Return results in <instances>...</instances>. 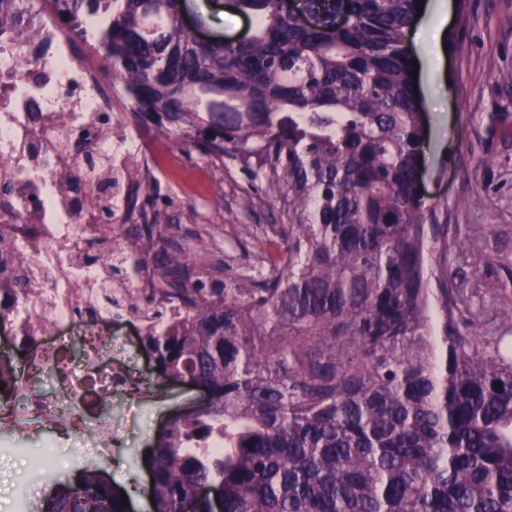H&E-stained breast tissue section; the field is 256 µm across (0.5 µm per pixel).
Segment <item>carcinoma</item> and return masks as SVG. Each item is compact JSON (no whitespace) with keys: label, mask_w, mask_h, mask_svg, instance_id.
I'll list each match as a JSON object with an SVG mask.
<instances>
[{"label":"carcinoma","mask_w":512,"mask_h":512,"mask_svg":"<svg viewBox=\"0 0 512 512\" xmlns=\"http://www.w3.org/2000/svg\"><path fill=\"white\" fill-rule=\"evenodd\" d=\"M420 0H235L254 31L198 42L184 0H0V42L34 20L82 35L149 128L211 162L263 174L288 206L283 257L224 285L169 250L148 217L159 184L126 183L133 268L153 265L142 345L156 371L209 391L135 461L152 512H512V349L459 322L470 297L428 258L448 228L426 221V137L408 33ZM17 366L0 367V396ZM224 438V451L205 444ZM35 512H128L89 462L46 483Z\"/></svg>","instance_id":"1"}]
</instances>
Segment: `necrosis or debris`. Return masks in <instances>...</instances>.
<instances>
[{
    "label": "necrosis or debris",
    "mask_w": 512,
    "mask_h": 512,
    "mask_svg": "<svg viewBox=\"0 0 512 512\" xmlns=\"http://www.w3.org/2000/svg\"><path fill=\"white\" fill-rule=\"evenodd\" d=\"M37 59L15 64L14 46L0 45V298L16 294L8 323L48 324L43 340L26 361V373L51 375L53 391L29 390L18 381L14 395L0 400V429L22 433L61 419L67 433L93 435L96 462L112 459L120 439L112 428L114 399L142 401L158 391L127 359L146 327L145 317H116L101 304L103 292L127 303L144 295L153 270L110 281L111 262L127 255L122 195L101 202L89 194L105 171L122 174L144 167L165 177L177 167L159 138L128 119L120 136L104 130L106 113L127 114V104L107 102L97 79V62L72 53L67 33L48 25ZM25 257L12 273V247ZM99 248L105 261L86 259Z\"/></svg>",
    "instance_id": "1"
}]
</instances>
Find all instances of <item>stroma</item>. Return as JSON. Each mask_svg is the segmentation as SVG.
<instances>
[{
  "label": "stroma",
  "mask_w": 512,
  "mask_h": 512,
  "mask_svg": "<svg viewBox=\"0 0 512 512\" xmlns=\"http://www.w3.org/2000/svg\"><path fill=\"white\" fill-rule=\"evenodd\" d=\"M420 26L441 29V54L412 46L419 68L417 88L426 125L423 190L434 223L447 225L459 287L475 292L470 318L488 336L512 343V0H424ZM214 35L238 38L253 19L231 0H189ZM250 180L237 162L225 160L213 183L195 199L175 182L160 185L154 209L172 225L175 248L193 247V263L220 266L225 279L268 270L271 227L287 216L264 194H250ZM197 394L163 383L157 397L130 406L115 404L113 424L126 438L102 472L114 487L131 489L143 473L133 462L164 429L168 418L193 409ZM53 444V476L74 481L92 446L68 440L52 425L24 433L0 431V512H16L15 487L27 468L19 448Z\"/></svg>",
  "instance_id": "35a3bbf8"
}]
</instances>
